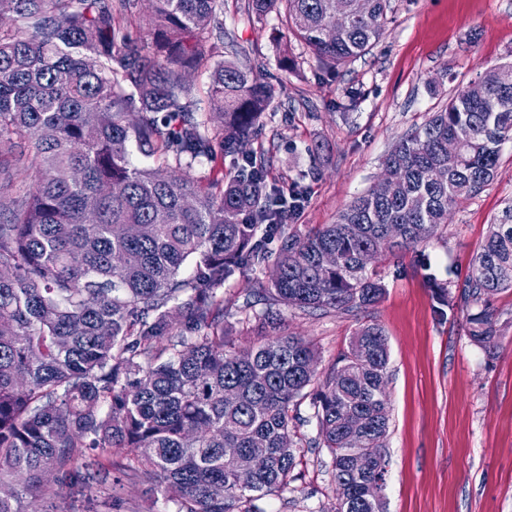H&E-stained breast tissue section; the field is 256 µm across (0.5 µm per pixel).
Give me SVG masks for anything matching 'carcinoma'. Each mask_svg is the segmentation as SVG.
Wrapping results in <instances>:
<instances>
[{"label": "carcinoma", "mask_w": 512, "mask_h": 512, "mask_svg": "<svg viewBox=\"0 0 512 512\" xmlns=\"http://www.w3.org/2000/svg\"><path fill=\"white\" fill-rule=\"evenodd\" d=\"M0 0V512L21 499L88 489L112 502V468L139 472L177 512H261L254 501L297 479L295 402L312 385L332 454L336 502L326 512H375L364 484L385 474L390 352L383 328L358 327L316 383L313 344L277 332L240 349L224 329V281L268 261L278 273L248 290L272 327L284 306L309 316L352 314L384 286L361 255L432 239L453 207L494 179L512 141V62L479 73L383 160L390 190L371 187L336 223L300 235L278 224L281 198L262 155L245 149L277 94L274 77L224 59V0ZM281 20L326 69L382 37L390 0H249ZM344 11L345 28L325 31ZM207 74L206 106L189 77ZM460 151L448 155V140ZM234 175L194 171L217 158ZM335 256L333 266L321 264ZM194 262V274L181 276ZM512 288V205L489 225L458 292L434 284L453 311L477 305L468 335L498 348L488 296ZM180 333H174L175 325ZM233 388L237 400L224 399ZM372 468L348 467L353 434ZM128 448L124 461L112 449ZM266 467L240 475L233 459Z\"/></svg>", "instance_id": "cac0c4a2"}]
</instances>
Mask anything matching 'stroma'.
Returning a JSON list of instances; mask_svg holds the SVG:
<instances>
[{"instance_id": "obj_1", "label": "stroma", "mask_w": 512, "mask_h": 512, "mask_svg": "<svg viewBox=\"0 0 512 512\" xmlns=\"http://www.w3.org/2000/svg\"><path fill=\"white\" fill-rule=\"evenodd\" d=\"M391 7L384 35L366 55L331 72L293 41L295 65L283 71L277 19H256L248 0H224L225 59L281 85L247 148L265 154L270 185L305 192L294 231L335 223L374 184L400 137L479 72L512 61V0H391ZM510 203L512 142L494 180L460 200L435 238L370 265L386 288L378 304L355 315L283 312V332L316 345L322 376L359 325L384 328L391 424L383 512H512V289L490 298L499 329L492 354L468 336L466 312L438 313L431 298L433 280H465L491 222ZM271 274L266 264L224 283V326L237 347L257 341L245 290ZM297 413L299 477L282 495L259 499L261 512H322L336 498L332 455L316 444L310 398L299 400ZM112 480L123 486L114 505L65 490L38 499L39 512H176L132 472L113 471Z\"/></svg>"}]
</instances>
